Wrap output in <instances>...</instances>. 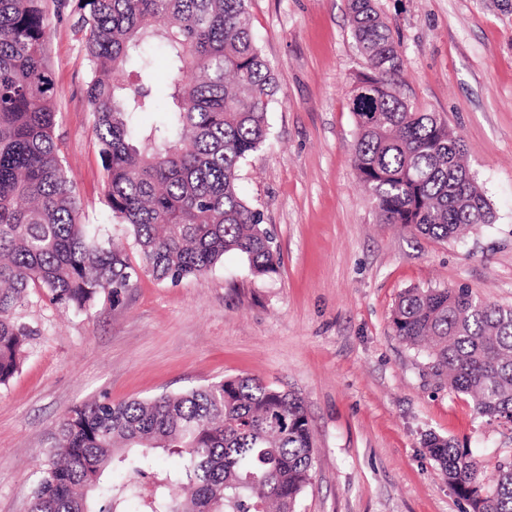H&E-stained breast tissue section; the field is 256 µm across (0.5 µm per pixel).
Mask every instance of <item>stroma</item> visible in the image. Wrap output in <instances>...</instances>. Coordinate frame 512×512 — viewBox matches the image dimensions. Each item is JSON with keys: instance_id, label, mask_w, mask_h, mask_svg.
I'll list each match as a JSON object with an SVG mask.
<instances>
[{"instance_id": "1", "label": "stroma", "mask_w": 512, "mask_h": 512, "mask_svg": "<svg viewBox=\"0 0 512 512\" xmlns=\"http://www.w3.org/2000/svg\"><path fill=\"white\" fill-rule=\"evenodd\" d=\"M376 5L401 44L404 99L464 141L493 223L459 242L379 223L352 163L349 98L366 64L349 0H249L276 89L269 140L242 165L239 187L263 214L278 271L254 277L228 254L198 278L140 274L121 302L86 313L25 310L39 334L0 386V512H27L50 434L74 406L239 375L304 401L317 464L298 512H468L425 438L465 442L489 469L512 453V425L478 417L390 327L408 288H468L512 306V12L493 0ZM46 7L56 135L83 220L133 249L106 203L79 2Z\"/></svg>"}]
</instances>
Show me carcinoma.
<instances>
[{
    "label": "carcinoma",
    "instance_id": "carcinoma-1",
    "mask_svg": "<svg viewBox=\"0 0 512 512\" xmlns=\"http://www.w3.org/2000/svg\"><path fill=\"white\" fill-rule=\"evenodd\" d=\"M82 10L107 203L139 263L81 221L55 134L45 0H0L1 386L36 335L20 317L36 299L82 312L120 302L141 272L178 282L228 253L256 278L279 264L261 212L238 187L240 164L268 139L274 95L247 0H82ZM350 13L367 66L350 92L353 165L381 223L438 241L492 223L463 141L401 96L400 42L375 0H350ZM154 46L169 63L163 90ZM145 112L159 118L145 124ZM390 325L477 415L512 424V307L465 288H409ZM426 448L470 512H512L511 454L489 484L467 446L431 435ZM160 450L178 467L160 468ZM314 465L301 398L253 377L145 399L102 396L59 421L30 512H297ZM108 469L124 478L102 482Z\"/></svg>",
    "mask_w": 512,
    "mask_h": 512
}]
</instances>
